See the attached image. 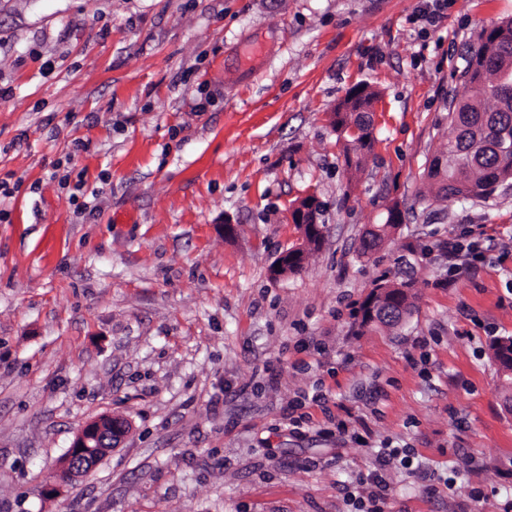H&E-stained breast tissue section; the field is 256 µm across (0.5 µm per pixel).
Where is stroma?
Segmentation results:
<instances>
[{
  "label": "stroma",
  "mask_w": 512,
  "mask_h": 512,
  "mask_svg": "<svg viewBox=\"0 0 512 512\" xmlns=\"http://www.w3.org/2000/svg\"><path fill=\"white\" fill-rule=\"evenodd\" d=\"M423 4L0 0V512H351L378 448L415 451L387 474L392 512L512 500L489 349L512 336V257L452 277L437 248L512 237V181L420 197L468 53L512 0H448L428 30ZM360 84L373 147L354 175L331 115ZM310 195L322 245L272 278ZM394 202L403 224L359 255ZM383 274L414 296L394 329L362 322ZM348 413L363 441L328 431ZM103 414L128 435L48 496Z\"/></svg>",
  "instance_id": "stroma-1"
}]
</instances>
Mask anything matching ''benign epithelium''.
Wrapping results in <instances>:
<instances>
[{
  "label": "benign epithelium",
  "instance_id": "benign-epithelium-1",
  "mask_svg": "<svg viewBox=\"0 0 512 512\" xmlns=\"http://www.w3.org/2000/svg\"><path fill=\"white\" fill-rule=\"evenodd\" d=\"M126 434V430H120L115 425L112 430H107V424L99 417L86 422L76 433L70 452L52 476L47 492L59 493L84 477L119 447Z\"/></svg>",
  "mask_w": 512,
  "mask_h": 512
}]
</instances>
